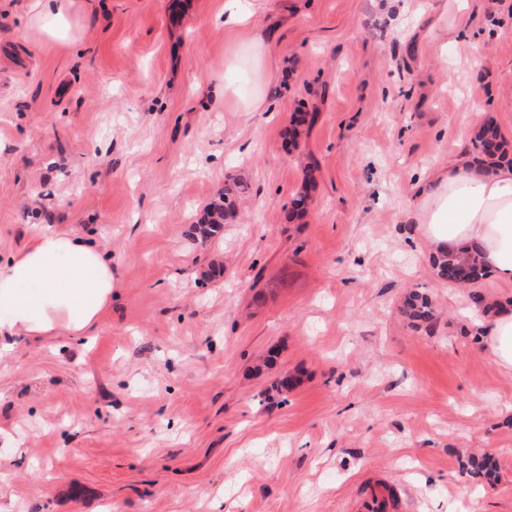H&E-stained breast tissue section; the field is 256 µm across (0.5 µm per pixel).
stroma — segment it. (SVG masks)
Wrapping results in <instances>:
<instances>
[{
  "mask_svg": "<svg viewBox=\"0 0 512 512\" xmlns=\"http://www.w3.org/2000/svg\"><path fill=\"white\" fill-rule=\"evenodd\" d=\"M428 2L243 0L277 32L267 102L239 112L210 95L241 39L225 0H78L54 38L0 0V258L49 224L113 282L91 335L5 339L6 512H351L377 479L408 512H512V375L405 217L472 103L512 146V0L446 39ZM235 185L223 238L194 240ZM401 309L412 327L432 330L435 323L434 309L431 300L425 293L416 290L409 291L404 296Z\"/></svg>",
  "mask_w": 512,
  "mask_h": 512,
  "instance_id": "1",
  "label": "stroma"
}]
</instances>
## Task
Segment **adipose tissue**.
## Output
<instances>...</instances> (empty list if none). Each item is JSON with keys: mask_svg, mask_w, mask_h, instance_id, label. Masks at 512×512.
Masks as SVG:
<instances>
[{"mask_svg": "<svg viewBox=\"0 0 512 512\" xmlns=\"http://www.w3.org/2000/svg\"><path fill=\"white\" fill-rule=\"evenodd\" d=\"M77 0H30L26 24L46 36ZM407 219L433 253L476 250L486 271L512 283V165L460 154L413 189ZM112 301V259L80 233L31 225L24 247L0 260V335H88ZM484 355L512 375V304L476 322Z\"/></svg>", "mask_w": 512, "mask_h": 512, "instance_id": "1", "label": "adipose tissue"}]
</instances>
